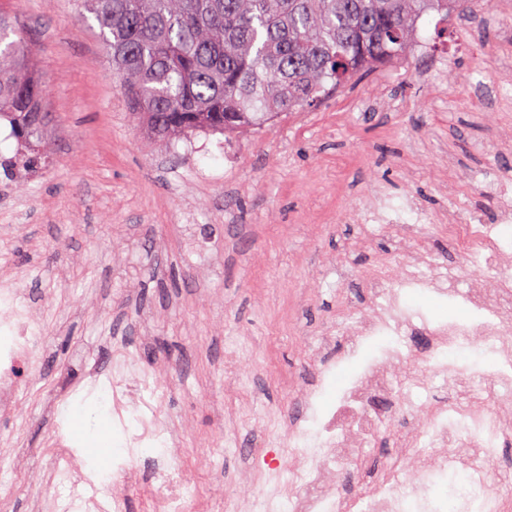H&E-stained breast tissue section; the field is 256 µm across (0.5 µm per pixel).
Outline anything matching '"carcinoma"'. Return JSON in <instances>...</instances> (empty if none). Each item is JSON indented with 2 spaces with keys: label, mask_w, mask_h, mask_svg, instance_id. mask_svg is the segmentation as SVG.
<instances>
[{
  "label": "carcinoma",
  "mask_w": 512,
  "mask_h": 512,
  "mask_svg": "<svg viewBox=\"0 0 512 512\" xmlns=\"http://www.w3.org/2000/svg\"><path fill=\"white\" fill-rule=\"evenodd\" d=\"M467 0H82L154 141L253 132L412 53L418 22ZM24 29L0 13V118L45 145L51 116Z\"/></svg>",
  "instance_id": "cac0c4a2"
}]
</instances>
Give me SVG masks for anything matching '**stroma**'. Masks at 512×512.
<instances>
[{
  "instance_id": "35a3bbf8",
  "label": "stroma",
  "mask_w": 512,
  "mask_h": 512,
  "mask_svg": "<svg viewBox=\"0 0 512 512\" xmlns=\"http://www.w3.org/2000/svg\"><path fill=\"white\" fill-rule=\"evenodd\" d=\"M74 0H0V13L28 32L44 105L52 116L48 156L29 173H0V278L34 306L37 348L19 378V404L0 414V462L13 465L0 512H34L48 502L51 443L66 435L67 408L93 409L100 381L117 360L149 374L181 429L170 463L196 489L190 512H206L241 484L249 452L302 424L306 407L278 380L336 394L341 375L322 378L317 339L345 317L344 301L367 309L369 274L399 270L394 239L363 223L389 205L495 218L488 186L512 168V85L495 109L472 85L512 70V16L480 33L449 28L439 42L436 14L418 23L420 42L452 57L455 84L433 93L418 74L373 71L304 112L252 133L211 135L190 153L183 141L150 140L112 74L97 26L73 21ZM411 242L429 245L459 286L471 270L436 224L403 221ZM249 378L224 444L226 382ZM392 435L355 449L342 488L361 491L392 460ZM157 451L133 460L126 512H153L144 488Z\"/></svg>"
}]
</instances>
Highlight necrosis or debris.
<instances>
[{
    "label": "necrosis or debris",
    "instance_id": "1",
    "mask_svg": "<svg viewBox=\"0 0 512 512\" xmlns=\"http://www.w3.org/2000/svg\"><path fill=\"white\" fill-rule=\"evenodd\" d=\"M498 212L494 224L451 222L445 227L449 241L481 280L461 295L467 317L435 320L407 304L409 289L440 287L437 262L428 250L412 251L408 269L397 279L384 270L376 273L370 314L348 317L337 333L319 339L320 347L336 349L327 370L342 369L346 375L335 399L315 413L318 432L299 427L290 433L294 439L315 436L317 447L295 449L292 481H279L275 492L264 498L226 492V512H403V476L411 473L422 482L440 470L468 476L469 493L450 512H507L512 507V490L489 489L485 471L486 462L512 440V339L505 335L512 329V251L499 233L500 225L512 223V203H501ZM17 295V289H0V413L10 412L17 398L19 371L31 351L35 326L31 306ZM475 337L493 351V370L479 365L463 369L454 362V355ZM373 344L380 347L378 355L362 358V351ZM419 363L428 364L432 376L415 373ZM436 380L463 382L475 405L457 406L447 399L418 405L417 394L430 391ZM106 392L119 416H140L131 446L155 443L163 449L164 459L150 478L157 512H189L195 492L170 474L167 462L176 451L178 430L147 378L116 371ZM420 407L426 413L425 431L405 430L404 422ZM393 430L400 433L394 463L367 481L363 494L339 492L340 469L351 449ZM459 446L468 448L467 456L456 454ZM52 457L55 492L50 512H125L123 485L102 490L66 441L54 442Z\"/></svg>",
    "mask_w": 512,
    "mask_h": 512
}]
</instances>
